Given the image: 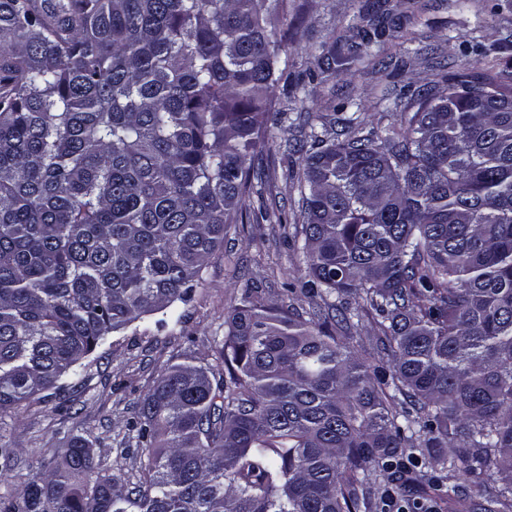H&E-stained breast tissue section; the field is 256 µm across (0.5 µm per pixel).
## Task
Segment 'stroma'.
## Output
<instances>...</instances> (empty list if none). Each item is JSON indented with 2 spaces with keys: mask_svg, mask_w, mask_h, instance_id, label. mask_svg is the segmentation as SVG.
I'll return each instance as SVG.
<instances>
[{
  "mask_svg": "<svg viewBox=\"0 0 512 512\" xmlns=\"http://www.w3.org/2000/svg\"><path fill=\"white\" fill-rule=\"evenodd\" d=\"M287 19L268 26L287 66L288 87L277 110L303 116L322 131L330 118H359L366 127H397L413 91L454 75L463 64L478 72H512V0H294ZM297 40L283 41L284 28ZM274 130L267 176L250 207L231 225L207 262L201 282L167 310L112 333L80 360L61 389L0 413V502L16 500L61 462L74 438L91 448L99 472L133 487L146 449L130 431L140 398L165 368L189 362L225 375L220 353L226 315L246 284L274 300L287 299L301 256L294 248L301 206L291 173L300 154H285Z\"/></svg>",
  "mask_w": 512,
  "mask_h": 512,
  "instance_id": "35a3bbf8",
  "label": "stroma"
}]
</instances>
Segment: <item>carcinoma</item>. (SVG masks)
<instances>
[{
  "mask_svg": "<svg viewBox=\"0 0 512 512\" xmlns=\"http://www.w3.org/2000/svg\"><path fill=\"white\" fill-rule=\"evenodd\" d=\"M289 0H0V412L184 299L268 168ZM314 317L252 290L227 377L166 368L133 487L83 440L4 512H512V74L419 91L405 128L303 135ZM377 316L358 353L351 295ZM382 362L374 366L369 358Z\"/></svg>",
  "mask_w": 512,
  "mask_h": 512,
  "instance_id": "obj_1",
  "label": "carcinoma"
}]
</instances>
